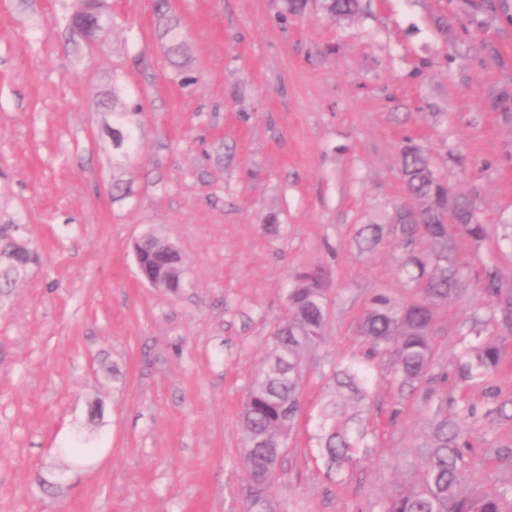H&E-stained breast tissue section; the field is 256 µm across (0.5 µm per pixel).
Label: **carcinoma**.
Listing matches in <instances>:
<instances>
[{
    "label": "carcinoma",
    "instance_id": "carcinoma-1",
    "mask_svg": "<svg viewBox=\"0 0 512 512\" xmlns=\"http://www.w3.org/2000/svg\"><path fill=\"white\" fill-rule=\"evenodd\" d=\"M329 18L336 20L357 13L360 0H324ZM169 0H155V13L165 21V53L173 65L185 64L186 35L170 15ZM124 89L113 80L112 91L102 100L112 113V127L120 130L127 145L125 161L135 147L136 116L140 107L123 97ZM401 175L413 204L399 205L393 224L406 250L403 266L410 281L418 286V296L404 302L379 294L373 297L358 331L367 350L363 357L336 366L332 373V399L318 416L316 434L318 458L329 470L340 475L354 464L360 450L368 447L367 432L357 425L355 406L367 397L372 382L371 364L389 356L393 374L401 389L423 386L433 364V327L436 309L460 296L458 269L453 259L452 228L472 242H482L486 226L476 215L474 203L454 195L438 178L428 156L407 140L401 152ZM425 247L414 248L418 240ZM143 266L162 279V288L171 292L182 282L183 262L170 260L167 243L152 233L141 241ZM13 264L4 271L8 279L30 260V252L17 247ZM482 292L494 316L512 327V290L502 286L495 265L482 269ZM288 318L272 333L264 368L247 391L239 425L242 435L241 461L247 477L242 487L240 512H283L273 494L279 464L288 441L302 414L304 375L296 373L310 353L325 341L328 297L320 272L299 274L287 292ZM502 361L500 347L476 332L464 340L458 357L456 386H482L489 399L483 410L457 406V400L432 387L426 399L435 404L428 439L419 450L421 476L402 487L379 505L378 512H512V485L492 489L467 488L472 477L468 434L480 420L512 419L506 408L512 398L503 400L492 385Z\"/></svg>",
    "mask_w": 512,
    "mask_h": 512
}]
</instances>
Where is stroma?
<instances>
[{"instance_id": "obj_1", "label": "stroma", "mask_w": 512, "mask_h": 512, "mask_svg": "<svg viewBox=\"0 0 512 512\" xmlns=\"http://www.w3.org/2000/svg\"><path fill=\"white\" fill-rule=\"evenodd\" d=\"M109 2L91 50L73 0H0V265L9 241L36 255L0 281V512H236L243 400L308 268L325 275L326 340L273 492L285 512H377L419 469L424 389L400 391L374 361L369 446L340 476L317 460L309 416L332 367L363 353L372 297L412 293L389 224L406 140L487 226L479 243L454 236L462 294L437 311L434 385L452 390L476 328L512 397V332L489 321L478 281L493 261L512 289V0H362L338 23L316 5L283 22L278 0H171L181 69L154 0ZM116 80L141 107L122 166L101 106ZM116 181L130 194L113 196ZM373 222L383 236L362 248ZM149 232L179 248L186 288L141 282L134 243ZM78 432L93 452L64 455ZM470 442L474 483L512 484L498 459L512 420L473 424ZM169 0H156L155 13L160 20H165L163 37L165 39V53L173 65L181 67L185 64L186 35L179 23L170 15Z\"/></svg>"}]
</instances>
